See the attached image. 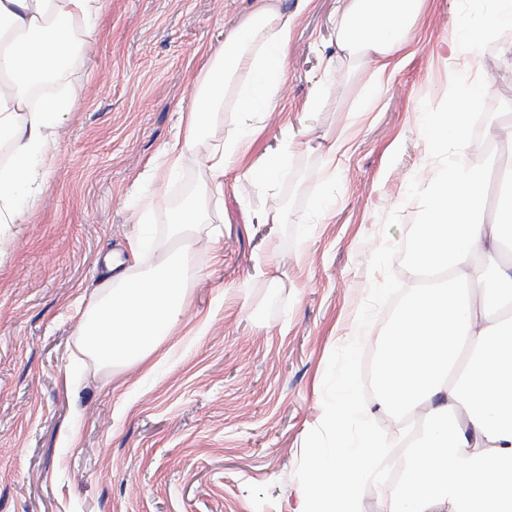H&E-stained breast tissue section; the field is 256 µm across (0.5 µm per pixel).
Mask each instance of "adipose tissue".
I'll use <instances>...</instances> for the list:
<instances>
[{
  "label": "adipose tissue",
  "instance_id": "adipose-tissue-1",
  "mask_svg": "<svg viewBox=\"0 0 512 512\" xmlns=\"http://www.w3.org/2000/svg\"><path fill=\"white\" fill-rule=\"evenodd\" d=\"M426 0H343L336 44L367 60L376 77L392 71L394 56L412 39ZM105 0H0V141L10 160L0 166V225L25 223L22 200L42 185L54 165L52 145L70 102L50 97L30 105L27 90L55 67L70 63L77 36L90 31ZM295 20L285 0H257L224 34L182 134L167 150L170 169L203 138L226 95L235 115L224 140L203 157L207 180L175 213L166 241L147 244V259L107 277L84 308L76 349L98 370L147 361L185 311V259L212 198L256 133L252 117L271 111L285 76L284 61ZM467 97H451L427 137L433 152L465 144ZM481 170L447 163L428 185L420 231L411 245L419 269L450 270L448 281L412 287L395 312L381 350L378 381L395 410L397 434L410 433L407 415L429 403L424 434L410 448L398 483L380 464L387 439L365 424L361 393L347 385L323 407L322 421L339 439L315 446L311 477L294 512H359V490L380 487L383 512H512V267L500 260L512 233V187L501 195L494 223L480 221ZM359 424L356 441L345 440Z\"/></svg>",
  "mask_w": 512,
  "mask_h": 512
}]
</instances>
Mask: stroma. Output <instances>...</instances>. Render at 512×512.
Instances as JSON below:
<instances>
[{"label":"stroma","instance_id":"1","mask_svg":"<svg viewBox=\"0 0 512 512\" xmlns=\"http://www.w3.org/2000/svg\"><path fill=\"white\" fill-rule=\"evenodd\" d=\"M255 0H106L63 77L73 102L54 168L28 197L29 220L0 245V512H294L322 425L323 379L375 277L382 240L402 245L419 212L411 178L436 172L420 130L452 76L457 0H429L415 40L380 90L336 46L338 0H311L292 30L285 79L242 168L290 133L273 186L224 179L189 255L183 322L153 358L97 372L72 363L77 318L105 278L103 258L129 242L148 162L163 166L193 103L209 53ZM512 32L480 52L489 105L512 103ZM334 84L319 111L318 78ZM371 111L357 113L366 94ZM230 104L188 153L152 214L163 237L174 198L206 177L202 157L224 136ZM335 162L322 152L337 135ZM284 210V224L251 223ZM399 210L397 226L383 218Z\"/></svg>","mask_w":512,"mask_h":512}]
</instances>
